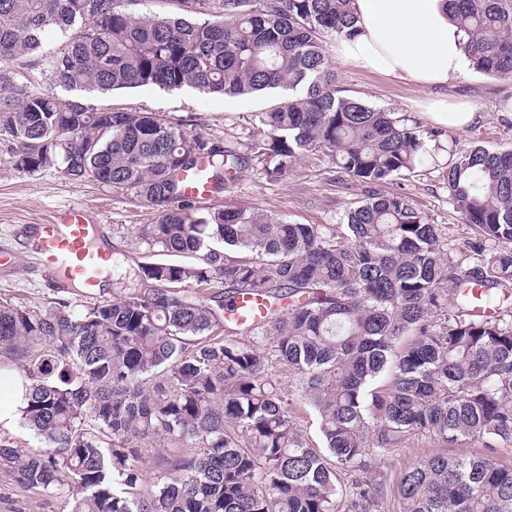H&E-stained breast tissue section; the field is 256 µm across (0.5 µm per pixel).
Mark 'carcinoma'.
Wrapping results in <instances>:
<instances>
[{
    "instance_id": "carcinoma-1",
    "label": "carcinoma",
    "mask_w": 512,
    "mask_h": 512,
    "mask_svg": "<svg viewBox=\"0 0 512 512\" xmlns=\"http://www.w3.org/2000/svg\"><path fill=\"white\" fill-rule=\"evenodd\" d=\"M156 1L167 9H148ZM351 2L0 0V60L35 56L66 92L291 93L239 154L181 121L95 108L0 71V135L17 171L58 167L132 190L157 214L136 228L148 260L135 286L81 311L65 299L42 313L0 305V355L32 382L19 421L48 447L0 443V468L20 488L69 512H338L344 468L360 473L353 512H378L385 486L370 449L423 436L483 451L422 456L396 485L402 512H512V467L496 457L512 447L511 149L452 155L448 200L476 230L457 254L403 195L359 202L344 235L186 203L181 174L200 162L218 187L223 170L253 161L279 180L318 151L370 185L426 162L419 126L336 89L324 37L356 34ZM452 2L471 68L512 78V0ZM51 29L71 36L44 55ZM241 293L267 301L259 321L224 317ZM273 361L298 376L324 449L265 376ZM61 366L75 373L55 377ZM385 371L372 419L366 392ZM157 437L182 452L151 482L141 448Z\"/></svg>"
}]
</instances>
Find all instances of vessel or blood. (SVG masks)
<instances>
[{"instance_id":"1","label":"vessel or blood","mask_w":512,"mask_h":512,"mask_svg":"<svg viewBox=\"0 0 512 512\" xmlns=\"http://www.w3.org/2000/svg\"><path fill=\"white\" fill-rule=\"evenodd\" d=\"M183 184L186 196L193 200L205 201L214 194L202 163L184 173ZM95 231L85 210L72 207L54 221L30 225L27 237L41 270L56 287L77 284L91 292L99 286L100 276L112 258L109 251L91 245ZM233 306L234 317L243 321L259 320L264 312L262 299L252 295L235 296Z\"/></svg>"}]
</instances>
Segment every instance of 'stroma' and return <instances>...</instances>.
I'll use <instances>...</instances> for the list:
<instances>
[{"mask_svg":"<svg viewBox=\"0 0 512 512\" xmlns=\"http://www.w3.org/2000/svg\"><path fill=\"white\" fill-rule=\"evenodd\" d=\"M334 70L336 86L346 94L413 120L423 131L433 130L426 106L436 99V92L396 83L382 74L339 62ZM509 94L512 78L489 77L473 70L450 84L449 101L469 103L479 113V121L464 130L442 128L440 143L432 148V157L425 165L383 185L373 187L357 182L319 152L299 159L277 181L267 180L255 166H246L237 174L225 176L222 188L207 205L224 209L251 207L293 223L338 226L356 202L373 193L402 194L438 225L445 247L464 248L475 232L448 202V160L451 154L476 145L491 150L512 149V112L501 109L502 99ZM74 97L97 108L153 112L181 121L242 153L261 132L260 113L285 101L288 94L274 90L253 97L229 98L186 86L169 91L146 86L106 95L78 91ZM11 147V140L0 135V252L11 255L7 263L0 265V303L42 312L52 301L62 298L84 307L83 289H51L44 284L31 252L20 241L23 225L45 222L73 206L86 208L89 219L102 225L105 241L115 249L114 261L106 273L108 286L104 295L132 284L139 265L146 260V248L138 244L134 232L139 225L153 223L155 211L143 205L134 192L118 193L95 181L73 180L55 167L33 174L18 172L11 163ZM436 450L430 439L416 436L404 448L374 457V471L386 485L379 512H400L396 494L400 475L422 455ZM67 509L63 499L20 491L13 474L0 469V512Z\"/></svg>","mask_w":512,"mask_h":512,"instance_id":"35a3bbf8","label":"stroma"}]
</instances>
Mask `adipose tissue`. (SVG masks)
I'll return each instance as SVG.
<instances>
[{
    "mask_svg": "<svg viewBox=\"0 0 512 512\" xmlns=\"http://www.w3.org/2000/svg\"><path fill=\"white\" fill-rule=\"evenodd\" d=\"M358 32L340 38L336 59L403 84L445 87L470 66L467 39L448 0H353ZM28 379L0 368V426H12L26 403Z\"/></svg>",
    "mask_w": 512,
    "mask_h": 512,
    "instance_id": "ef3b65f1",
    "label": "adipose tissue"
}]
</instances>
